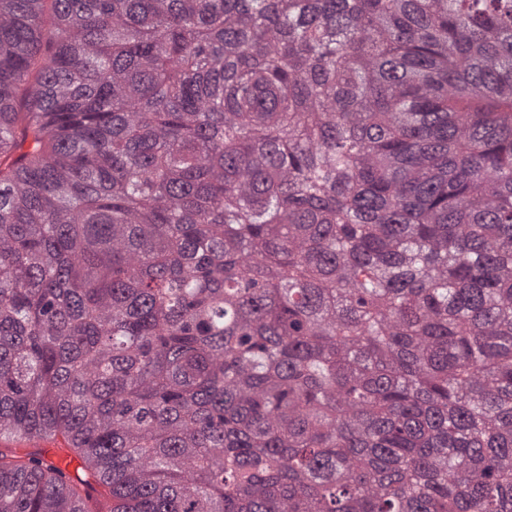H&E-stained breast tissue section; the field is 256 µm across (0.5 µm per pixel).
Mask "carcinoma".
I'll use <instances>...</instances> for the list:
<instances>
[{
    "label": "carcinoma",
    "mask_w": 512,
    "mask_h": 512,
    "mask_svg": "<svg viewBox=\"0 0 512 512\" xmlns=\"http://www.w3.org/2000/svg\"><path fill=\"white\" fill-rule=\"evenodd\" d=\"M0 512H512V0H0ZM1 446L8 448H37L42 457L61 469L67 478L71 481L81 479L80 469L81 463L73 457L67 448L63 445L49 439L41 440H2Z\"/></svg>",
    "instance_id": "obj_1"
}]
</instances>
